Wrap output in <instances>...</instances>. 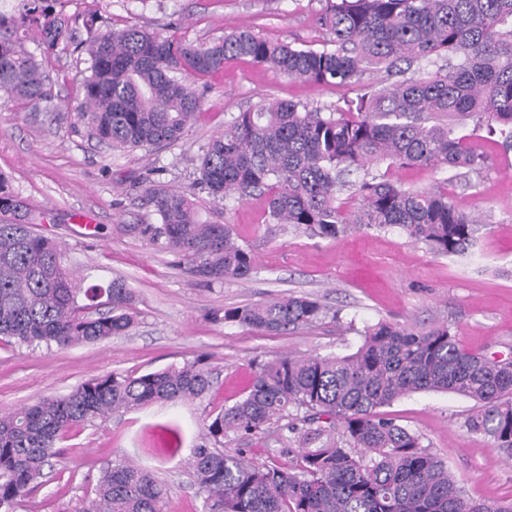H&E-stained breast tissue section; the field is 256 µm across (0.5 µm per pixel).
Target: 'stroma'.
<instances>
[{
    "label": "stroma",
    "instance_id": "35a3bbf8",
    "mask_svg": "<svg viewBox=\"0 0 512 512\" xmlns=\"http://www.w3.org/2000/svg\"><path fill=\"white\" fill-rule=\"evenodd\" d=\"M326 0H66L74 40L85 36L82 19L102 15L120 29L135 23L209 43L242 26L273 41L322 47L328 34L316 24ZM52 99L32 107L0 106V173L30 208L45 219L38 233L55 240L88 283L124 279L134 293L137 322L128 335L66 349L28 348L0 341V408L44 396H64L88 379L119 373L138 376L204 357L214 376L204 398L153 404L78 424L59 442L47 475L16 512H72L90 492L100 467L126 458L153 470L171 491V512H205L186 460L202 443L204 422L244 396L257 361L292 352L336 355L356 348L366 325L379 320L421 327L447 325L467 349L512 353V155L490 153L491 167L470 180L451 179L430 167L390 170L392 181L427 189L447 183L454 205L482 213L488 227L463 256H441L411 242L399 229L366 230L341 240L312 239L267 221L265 196L243 202L212 201L197 185L202 148L239 112L269 98L330 108L356 98L364 85L385 80L370 70L351 85H320L288 78L246 60L228 61L222 72L196 78L203 95L199 114L171 146L118 151L91 137L77 121L84 57L57 48L44 59ZM200 202L204 216L222 214L254 256L245 281L212 283L175 255L118 233L121 224H154L143 199L151 181ZM288 294L309 295L339 311V320L266 334L210 320L215 309L233 308ZM474 403L444 392H418L385 412L417 433L445 461L467 498L512 499V463L496 459L483 436L463 425ZM259 463L286 460L278 427L257 436H229Z\"/></svg>",
    "mask_w": 512,
    "mask_h": 512
}]
</instances>
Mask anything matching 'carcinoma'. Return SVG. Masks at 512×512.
<instances>
[{
  "label": "carcinoma",
  "mask_w": 512,
  "mask_h": 512,
  "mask_svg": "<svg viewBox=\"0 0 512 512\" xmlns=\"http://www.w3.org/2000/svg\"><path fill=\"white\" fill-rule=\"evenodd\" d=\"M45 0L0 5V96L38 107L51 80L38 56L71 40L69 18ZM317 24L333 35L321 49L269 41L239 28L211 43L136 24L103 27L84 19L87 56L77 117L113 148L177 142L201 108L189 78L215 74L247 58L289 78L351 84L370 68L402 62L441 65L417 77L372 87L324 112L292 101L263 100L224 125L203 148L198 184L214 200L266 196L268 221L338 241L361 230L398 228L440 255L471 247L487 221L458 210L448 182L405 188L386 174L358 183V204L338 202L349 177L369 167L425 166L480 173L491 158L457 128L467 119L485 139L512 152V0H327ZM34 43L35 48L28 47ZM158 224L123 232L175 254L211 282L245 280L254 271L234 227L204 219L196 201L157 182L144 189ZM35 213L0 173V336L29 347L104 342L134 325L124 281L85 284L58 243L36 233ZM110 310L92 314L99 299ZM339 320L310 296H283L217 309L210 318L278 334ZM346 355L280 354L256 366L246 394L204 424L205 443L189 468L207 512H512V502L464 497L445 463L421 437L380 408L417 392H448L475 402L464 427L512 461V356L490 358L463 347L445 325L417 329L380 320ZM213 387L203 360L139 376L107 373L64 397H43L0 412V512H16L57 456V442L81 422L153 403L201 398ZM288 420L286 463L258 464L229 434L261 435ZM170 491L128 459L100 468L74 512H169Z\"/></svg>",
  "instance_id": "1"
}]
</instances>
